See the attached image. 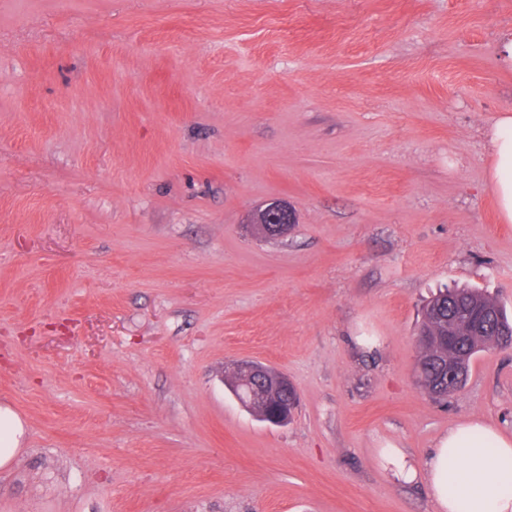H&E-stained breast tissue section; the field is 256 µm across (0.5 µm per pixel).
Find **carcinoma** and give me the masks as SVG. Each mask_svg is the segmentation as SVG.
<instances>
[{
    "mask_svg": "<svg viewBox=\"0 0 512 512\" xmlns=\"http://www.w3.org/2000/svg\"><path fill=\"white\" fill-rule=\"evenodd\" d=\"M466 310L479 317L477 325L465 332L464 339L452 352L448 350L441 338L448 331V320H456ZM512 330V318L500 302L477 289L453 288L441 290L430 297L423 308V318L419 333L430 338L426 345L419 346V358L416 374L424 376L420 388L434 399H446L462 389L467 377L454 375L448 377V359L461 355L467 362L480 352L494 344L493 336ZM226 382L243 393L254 388L255 377L246 372L227 374Z\"/></svg>",
    "mask_w": 512,
    "mask_h": 512,
    "instance_id": "cac0c4a2",
    "label": "carcinoma"
}]
</instances>
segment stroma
<instances>
[{
	"instance_id": "obj_1",
	"label": "stroma",
	"mask_w": 512,
	"mask_h": 512,
	"mask_svg": "<svg viewBox=\"0 0 512 512\" xmlns=\"http://www.w3.org/2000/svg\"><path fill=\"white\" fill-rule=\"evenodd\" d=\"M510 28L512 0H0V512H432L382 449L512 433V350L445 401L414 381L432 292L512 311ZM242 360L290 423L225 386ZM493 164L489 181L494 190L498 215L503 223H512V115L502 113L489 130ZM276 204L269 205L265 209H260L256 216V223L271 224L269 229L266 228V233L272 236L285 235L288 233L291 224H278L282 219V212L273 207ZM233 365L235 369L251 372L257 377L258 388L250 392L251 400L244 401L233 391L240 403L250 411L253 400H258L263 403L265 422L273 425L287 424L288 409L282 407L278 393L282 388L288 387V377L280 371L250 361L235 362ZM244 371L235 374L228 372L225 379L231 388L234 386L248 395L249 390L254 388L255 377L247 375ZM25 435L22 419L8 405L0 406V468L14 462L21 440Z\"/></svg>"
}]
</instances>
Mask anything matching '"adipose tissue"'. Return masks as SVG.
I'll return each mask as SVG.
<instances>
[{"instance_id":"obj_1","label":"adipose tissue","mask_w":512,"mask_h":512,"mask_svg":"<svg viewBox=\"0 0 512 512\" xmlns=\"http://www.w3.org/2000/svg\"><path fill=\"white\" fill-rule=\"evenodd\" d=\"M493 164L489 181L498 215L512 223V114L502 113L489 130ZM391 480L411 483L425 478L434 512H512V433L472 419L450 427L423 460L403 449L382 453Z\"/></svg>"}]
</instances>
